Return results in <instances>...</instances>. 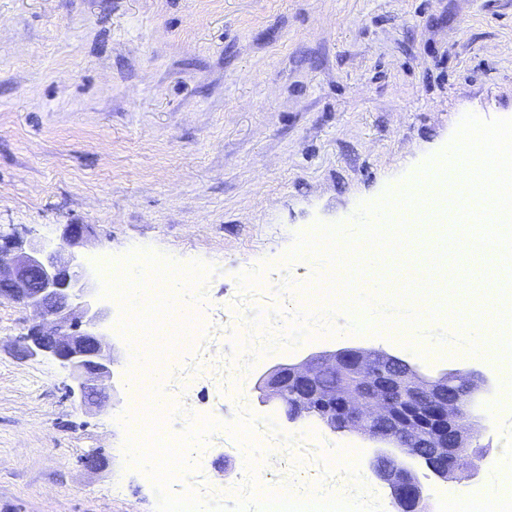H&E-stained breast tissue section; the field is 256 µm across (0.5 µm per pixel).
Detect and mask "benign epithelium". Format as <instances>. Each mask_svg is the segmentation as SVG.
I'll return each instance as SVG.
<instances>
[{"instance_id":"7a95c632","label":"benign epithelium","mask_w":512,"mask_h":512,"mask_svg":"<svg viewBox=\"0 0 512 512\" xmlns=\"http://www.w3.org/2000/svg\"><path fill=\"white\" fill-rule=\"evenodd\" d=\"M89 224H68L63 237L79 246L91 236ZM98 288L72 252L51 249L40 237L27 247L0 234V302L31 307L40 319L30 323L18 343L32 355L44 354L70 370L71 395L82 406L101 394L99 383L112 377V340L102 332L111 308L96 299ZM331 369L349 379L332 391L317 375ZM476 373H444L428 379L407 361L388 353L342 348L312 354L299 363L278 364L257 381L260 403L273 399L293 408L290 419L315 415L332 431H357L421 462L448 479L467 455L479 430L464 419L476 396L488 390ZM375 476L387 485L398 512H426L422 489L413 472L382 453L372 462Z\"/></svg>"}]
</instances>
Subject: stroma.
<instances>
[{
  "instance_id": "35a3bbf8",
  "label": "stroma",
  "mask_w": 512,
  "mask_h": 512,
  "mask_svg": "<svg viewBox=\"0 0 512 512\" xmlns=\"http://www.w3.org/2000/svg\"><path fill=\"white\" fill-rule=\"evenodd\" d=\"M469 113L512 118V0H0V233L55 247L64 225H92L78 253L95 278L140 248L209 265L202 329L219 357L190 403L229 428L237 409L212 382L237 351L230 328L262 306L283 329L293 286L309 283L291 255L299 236L399 190ZM34 317L0 304V512H157L154 481L127 454L130 342L113 332L112 379L81 408L68 369L19 352ZM333 322L253 357L249 380L346 347L431 378L477 371L491 383L473 411L479 443L512 462L502 368L429 354L343 311ZM247 403L288 450L265 464L269 481L370 473L367 436L288 420L253 389Z\"/></svg>"
}]
</instances>
